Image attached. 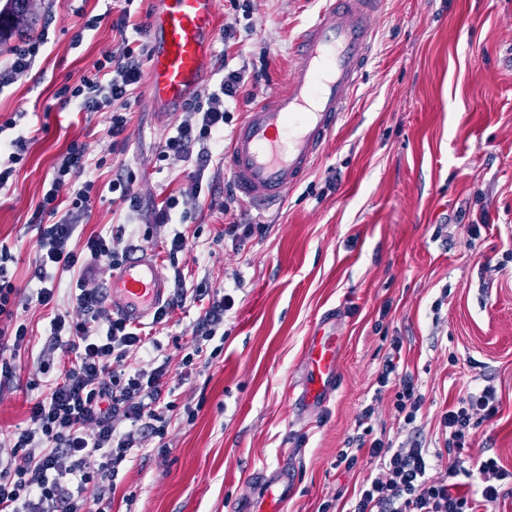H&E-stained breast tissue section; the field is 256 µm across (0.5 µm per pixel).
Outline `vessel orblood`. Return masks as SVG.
I'll return each instance as SVG.
<instances>
[{"instance_id":"b4317fda","label":"vessel or blood","mask_w":512,"mask_h":512,"mask_svg":"<svg viewBox=\"0 0 512 512\" xmlns=\"http://www.w3.org/2000/svg\"><path fill=\"white\" fill-rule=\"evenodd\" d=\"M383 0H326L321 17L295 44L286 88L249 109L225 157L242 202L262 211L280 203L306 178L342 120L370 60L374 19ZM147 66L150 99L164 114L182 111L210 71L218 29L217 0H153ZM169 279L156 252L134 250L113 269L106 291L112 314L136 325L168 300ZM340 340L324 318L304 350L301 409L325 405L336 388ZM293 473L280 465L262 480L258 512H283Z\"/></svg>"}]
</instances>
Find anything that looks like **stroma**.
Here are the masks:
<instances>
[{"label":"stroma","instance_id":"35a3bbf8","mask_svg":"<svg viewBox=\"0 0 512 512\" xmlns=\"http://www.w3.org/2000/svg\"><path fill=\"white\" fill-rule=\"evenodd\" d=\"M31 4L48 42L29 74L0 89V124L16 122L0 139L30 141L0 190V248L12 255L8 279L21 291L0 329H28L18 351L22 370L0 385V456L11 454L9 435L25 426L30 399L47 394L48 378L72 360L51 344L48 313L30 299L40 286L32 217L58 156L78 140L102 161L84 179L102 186L128 170L140 197L133 219L109 200L95 202L83 235L108 236L122 224L123 245L162 256L165 239L180 232L186 247L166 273L212 287L243 280L221 355L198 362L184 380L181 356L171 353L169 450L142 439L141 452L119 467L112 512H242L258 477L282 462L294 473L286 512H346L366 469L360 462L348 470L336 459L356 437L365 407L374 409L373 435L400 443L416 436L435 450L444 445L440 418L449 404L487 384L498 412L475 424L468 453L498 457L512 471V0H385L371 59L340 125L281 207L225 208L230 176L211 167L206 198L189 203L186 221L166 226L152 224L153 205L188 186L195 169L191 161H157L177 118L155 111L139 88L128 140L116 149L108 113L55 104L66 80L121 51L112 28L121 0ZM250 5L246 19L218 0L220 25L236 26L242 43L214 48L226 50L231 67L263 69L245 87L258 104L284 87L295 39L322 0ZM96 15L100 26L85 29ZM232 221L267 231L238 247L223 236ZM329 314L342 343L340 380L324 407L303 411L292 389L304 375L307 338ZM397 337L399 370L425 396L408 426L395 412L393 388L377 385ZM37 360L49 371L34 378Z\"/></svg>","mask_w":512,"mask_h":512}]
</instances>
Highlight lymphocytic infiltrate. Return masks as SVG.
<instances>
[{
	"label": "lymphocytic infiltrate",
	"mask_w": 512,
	"mask_h": 512,
	"mask_svg": "<svg viewBox=\"0 0 512 512\" xmlns=\"http://www.w3.org/2000/svg\"><path fill=\"white\" fill-rule=\"evenodd\" d=\"M133 28L135 39L124 41L120 53L105 55L95 71L56 93L61 107L109 113V134L116 147L126 141L128 105L150 55L146 24ZM219 68L224 75L218 88L188 104L184 119L158 153L159 160H192L196 168L186 194L167 196L154 210L153 223H172L180 204L189 198L200 199L207 164L224 145L242 89L261 78L244 66L230 68L224 59ZM92 163L88 145L71 142L56 160L49 187L35 209L41 251V286L35 300L40 306L55 302L51 270L72 269L87 260L107 259L117 265L125 257L115 238L100 234L89 236L82 250L71 246L99 194L94 181L79 179ZM66 185L71 191L63 202L59 192ZM207 294L206 285L190 287L182 277H175L173 299L157 311L155 323L168 322L174 307L199 303L203 306L201 335L204 341L212 340L234 309L235 296L227 290L211 300ZM76 302L77 315L58 313L50 321L55 344L73 353L75 360L46 395L31 400L28 426L10 435L16 458L0 459V512H107L105 496L87 500L88 486H102L114 477L116 465L135 448L138 432L146 430L160 439L167 435V414L174 408L164 398L168 361L150 369L128 361L133 353L162 351V344L143 334L141 327L109 315L100 289L81 288ZM495 399L489 386L470 389L459 397L441 417L445 444L440 451H430L417 441L397 445L363 429L354 439V449L343 451L338 458L351 469L363 454L371 466L348 512H490L501 496V482L512 480V471L500 466L496 457L475 462L480 480L471 490L454 483L456 469H449L442 478L429 477L428 472L444 452L458 453L469 447L476 421L495 415ZM122 421L127 424L123 430L118 427ZM96 454L102 463L93 470L88 460Z\"/></svg>",
	"instance_id": "f902f5d3"
}]
</instances>
